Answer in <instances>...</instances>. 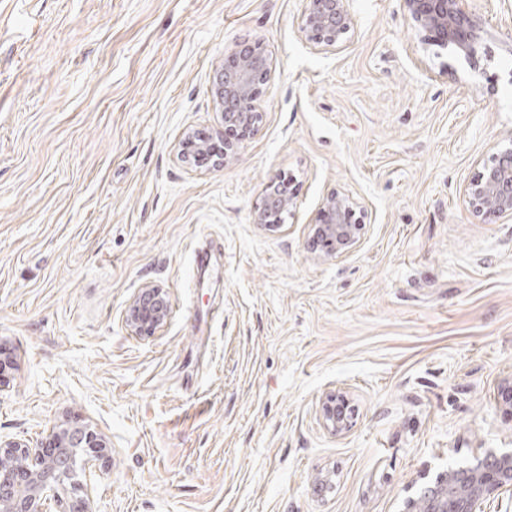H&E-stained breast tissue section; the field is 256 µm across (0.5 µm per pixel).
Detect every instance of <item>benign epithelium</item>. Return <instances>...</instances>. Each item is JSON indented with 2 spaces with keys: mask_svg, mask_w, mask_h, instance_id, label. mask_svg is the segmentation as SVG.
I'll use <instances>...</instances> for the list:
<instances>
[{
  "mask_svg": "<svg viewBox=\"0 0 512 512\" xmlns=\"http://www.w3.org/2000/svg\"><path fill=\"white\" fill-rule=\"evenodd\" d=\"M467 0H403L413 28L435 45L455 46L469 55L483 32L482 22L468 12ZM354 24L349 0H306L300 29L317 50L337 49ZM273 71V60L259 45L243 43L215 70L212 93L224 120V145L190 133L180 144L184 162L217 158L232 161L243 141L262 125L265 113L256 101ZM469 204L485 220L512 218V147L499 150L466 188ZM297 207L291 182L264 190L253 210V223L270 233L284 226ZM364 217L350 195L334 192L318 210L312 225L314 251L325 258L349 253L361 241ZM165 289L147 283L129 300L125 326L135 336L151 337L169 317ZM324 428L341 435L351 425V406L343 394L326 396L320 408ZM112 458L106 438L76 416H67L34 447L22 440H0V512H95L82 495L78 471L104 465ZM502 490L512 491V450L488 454L476 463L450 467L409 498L404 512H478Z\"/></svg>",
  "mask_w": 512,
  "mask_h": 512,
  "instance_id": "obj_1",
  "label": "benign epithelium"
}]
</instances>
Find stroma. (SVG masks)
I'll return each mask as SVG.
<instances>
[{
    "label": "stroma",
    "mask_w": 512,
    "mask_h": 512,
    "mask_svg": "<svg viewBox=\"0 0 512 512\" xmlns=\"http://www.w3.org/2000/svg\"><path fill=\"white\" fill-rule=\"evenodd\" d=\"M351 3L318 51L305 0H0V438L96 428L94 512H402L512 448V219L481 223L465 192L512 142V0H469V57L402 0ZM243 41L274 61L264 124L234 161L187 165L188 131L224 137L214 69ZM283 176L297 208L268 233L252 211ZM334 190L364 235L316 260ZM146 283L171 304L150 338L123 321ZM324 428L333 435H341L348 430L352 418L351 406L343 394L327 395L320 408Z\"/></svg>",
    "instance_id": "obj_1"
}]
</instances>
